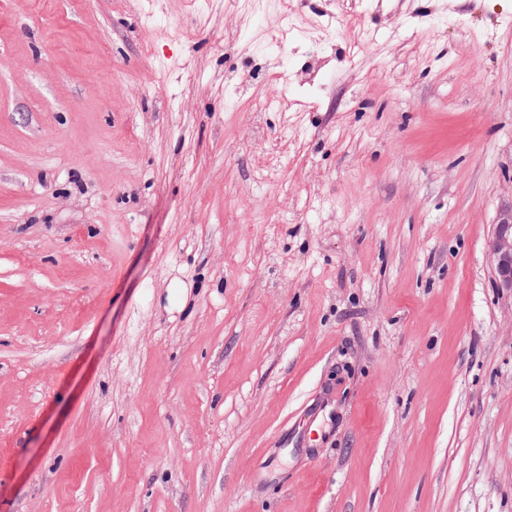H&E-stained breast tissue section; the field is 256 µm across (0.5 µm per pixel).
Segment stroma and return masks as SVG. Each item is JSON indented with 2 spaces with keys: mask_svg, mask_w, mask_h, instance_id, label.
<instances>
[{
  "mask_svg": "<svg viewBox=\"0 0 512 512\" xmlns=\"http://www.w3.org/2000/svg\"><path fill=\"white\" fill-rule=\"evenodd\" d=\"M302 2L0 0V512H512V0ZM498 288L512 293V209L504 211L488 242Z\"/></svg>",
  "mask_w": 512,
  "mask_h": 512,
  "instance_id": "stroma-1",
  "label": "stroma"
}]
</instances>
